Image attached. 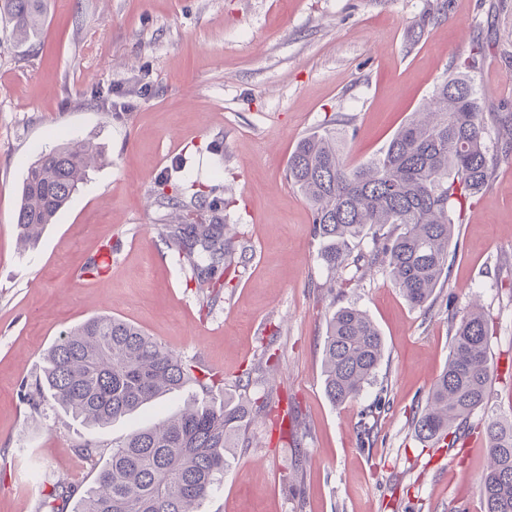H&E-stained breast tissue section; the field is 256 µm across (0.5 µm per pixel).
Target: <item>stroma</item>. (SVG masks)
Returning a JSON list of instances; mask_svg holds the SVG:
<instances>
[{"instance_id":"stroma-1","label":"stroma","mask_w":512,"mask_h":512,"mask_svg":"<svg viewBox=\"0 0 512 512\" xmlns=\"http://www.w3.org/2000/svg\"><path fill=\"white\" fill-rule=\"evenodd\" d=\"M475 47L486 111L512 113V0H51L34 44L0 25V512H39L60 478L86 487L95 470L77 443L111 445L197 394L106 428L30 414L21 385L43 352L102 312L216 373L226 399L266 406L201 512H484L485 444L429 447L414 414L448 361L451 316L479 305L493 363L512 361V164L455 222L448 277L421 307L384 271L330 274L288 179L296 144L333 117L348 121L346 161L374 158ZM86 138L100 163L20 248L29 165ZM166 179L218 200L248 247L212 308L158 234ZM115 243L117 260L86 275ZM349 305L384 354L373 383L337 405L323 346Z\"/></svg>"}]
</instances>
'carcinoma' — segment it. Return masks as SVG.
<instances>
[{"label":"carcinoma","mask_w":512,"mask_h":512,"mask_svg":"<svg viewBox=\"0 0 512 512\" xmlns=\"http://www.w3.org/2000/svg\"><path fill=\"white\" fill-rule=\"evenodd\" d=\"M49 0H0V19L20 44L38 41ZM476 55L445 77L422 108L411 114L371 161L343 159L342 137L331 119L300 140L288 161V177L308 201L317 258L330 271L355 264L384 269L415 307L423 306L448 275L453 216L476 197L504 161H512V136L488 145V121L512 133L511 112H484L471 72ZM100 157L90 141L42 151L22 182L16 230L23 247L35 245L84 183ZM174 207L159 234L175 252L209 308L219 297L235 259L247 249L224 235L222 208L194 193L186 200L160 194ZM196 212L184 222L182 211ZM391 226L383 233L381 229ZM369 240L349 262L352 246ZM448 364L417 411L415 432L424 442L475 430L469 419L485 411L494 378L484 315L471 310L451 322ZM383 342L371 318L344 306L329 320L324 344L325 391L335 404L357 399L380 363ZM170 351L139 327L99 314L71 328L42 354L39 372L22 384L32 414L50 406L62 417L107 425L188 384L200 395L152 428L136 429L112 443L93 482L82 489L63 480L42 494L41 512H198L228 467L227 453L263 406L216 403L220 381ZM488 463L480 479L484 512H512V417L482 423ZM75 453L92 463L104 453L86 441Z\"/></svg>","instance_id":"obj_1"}]
</instances>
